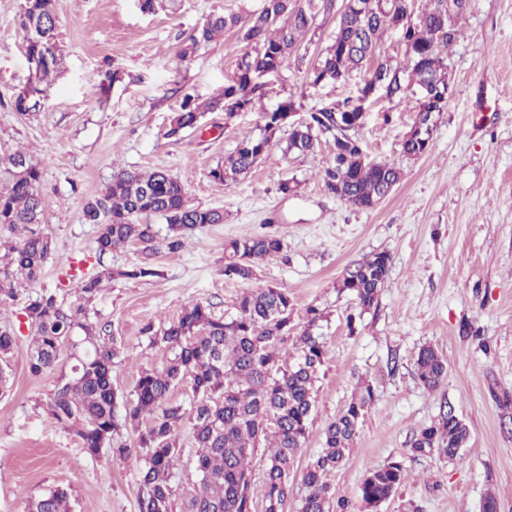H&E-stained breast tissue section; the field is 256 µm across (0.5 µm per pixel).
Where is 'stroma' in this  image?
<instances>
[{
  "mask_svg": "<svg viewBox=\"0 0 512 512\" xmlns=\"http://www.w3.org/2000/svg\"><path fill=\"white\" fill-rule=\"evenodd\" d=\"M54 3L62 65L40 109L23 116L13 101L31 80L18 25L24 0H0V156L22 147L40 165L48 202L41 230L53 243L42 274L19 299L0 297V328L15 334L8 389L0 393V512H26L52 487L67 491L73 512H138L141 495L137 458H115L108 446L88 455L70 430L49 424L59 375L29 372L25 298L54 292L65 306L85 309L90 322L107 325L121 351L112 384L127 395L143 369L166 359L144 326L168 323L190 302L219 317L231 312L247 285L225 277L224 243L265 233L281 236L284 249L257 266L256 284L288 291L297 328L318 309L313 333L326 351L285 512L299 508L302 473L320 452L326 426L367 386L373 400L343 465L327 477L332 502L359 512L367 472L398 461L408 478L378 512H481L490 492L498 512H512V0H468L462 33L448 50L453 94L428 153L402 155L414 98L367 102L359 131L366 154L403 169L393 193L371 209L326 191L329 138L316 153L287 155L281 131L238 182L224 187L209 177L241 141L260 134L263 109L292 98L298 111L311 112L356 96L360 72L316 87L306 80L333 43L335 17L318 19L302 59L263 77L261 108L208 112L196 128L170 138L183 96L205 103L221 94L245 48L231 30L182 61V42L210 14H244L261 0H178L175 10L152 14L136 0ZM121 168L166 169L189 205L221 209L224 221L197 228L181 252L156 255V276L118 275L88 305L76 286L60 283L69 259H81L90 275L141 261L134 245L98 254V227L84 216L86 201L100 197ZM285 183L290 192H282ZM383 251L391 268L379 304L361 311L339 281L353 262ZM425 346L448 365L434 391L416 375ZM447 405L468 426L469 442L452 461L412 454L415 436Z\"/></svg>",
  "mask_w": 512,
  "mask_h": 512,
  "instance_id": "35a3bbf8",
  "label": "stroma"
}]
</instances>
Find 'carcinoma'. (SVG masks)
<instances>
[{
  "instance_id": "1",
  "label": "carcinoma",
  "mask_w": 512,
  "mask_h": 512,
  "mask_svg": "<svg viewBox=\"0 0 512 512\" xmlns=\"http://www.w3.org/2000/svg\"><path fill=\"white\" fill-rule=\"evenodd\" d=\"M357 9L337 0H263L262 7L243 16L215 13L195 31L180 51L182 59L210 43L218 34L235 29L245 43L235 79L224 86L219 99L206 104L187 94L173 117L167 136L197 126L202 113L222 108L229 112L252 107L261 88L249 77L266 76L286 69L315 30V18L336 15L333 44L322 52L307 74L308 84L345 81L352 72L365 70L364 85L376 80L387 86L386 97L416 96V91L448 67V46L459 26L448 27L451 0H426L422 25L407 31L403 66L380 59L381 42L390 26H404L407 0H389L384 7L356 0ZM25 36V52L47 54L49 63L38 83L50 84L60 65L56 41L57 17L53 0H25L19 17ZM364 97L324 107L307 114L304 122L289 125L288 99L263 113V133L242 141L209 177L228 186L250 172L266 152L271 134L289 125L284 153L313 154L320 137L330 135L336 147L333 163L325 168V188L352 206L364 208L386 198L400 182L401 166L389 160L362 158L364 147L358 132ZM41 97L29 91L18 94L14 109L22 115L37 110ZM417 102L412 128H434L441 110ZM430 146L410 136L402 143L407 158L426 154ZM10 180L0 189V226L23 229L16 242L3 243L8 262L0 266V295L17 296L21 281L37 279L52 252L51 240L35 226L43 223L46 198L39 192L40 166L21 151L10 154ZM86 219L99 227L97 251L104 255L117 246L138 245L148 255L175 254L187 236L204 224L224 223V211L193 207L175 178L163 168L149 171L120 169L113 173L103 194L84 205ZM161 216L167 224L164 237L141 219ZM284 240L276 235L232 239L224 244V276L249 282L255 268L283 251ZM390 256L376 253L350 265L340 288L350 293L361 311L378 305L379 291L390 271ZM118 274L126 278L157 275L148 263L118 273L108 268L95 276L82 275L76 282L81 297L92 303L102 281ZM292 299L288 291L256 285L237 300L235 313L214 315L200 302L183 307L177 318L158 328L149 323L143 332L153 345L168 352L164 367L143 370L129 397L112 384V363L118 351L102 334L104 329L88 322L81 311L66 309L54 294L29 300L25 316L33 329L28 359L34 376L60 371V380L48 404L51 423L75 433L91 456L106 445L123 460L135 455L142 461L138 480L142 489L139 512H258L251 492V459L259 441L269 453L264 472L262 506L265 512H284L292 491L290 481L303 447L314 406V387L325 356L322 342L310 332L320 318L308 311L307 328L297 332L290 320ZM292 344V362L283 360L280 347ZM416 367L427 389L440 386L447 374L445 359L431 346L420 349ZM178 386L191 390L190 409L170 401ZM373 391L365 387L325 431V442L303 471L305 495L300 512H330L329 486L325 477L346 458L359 420ZM123 403L125 422L137 432L136 447L114 442L119 430L115 407ZM190 414L197 448V481L187 488L175 484L180 460L179 427ZM470 439L467 425L452 410H442L431 425L420 430L411 445L417 455L436 454L454 460ZM406 479L404 466L390 462L371 469L359 497L366 509L389 499ZM28 512H70L68 494L60 488L45 491L32 501Z\"/></svg>"
}]
</instances>
